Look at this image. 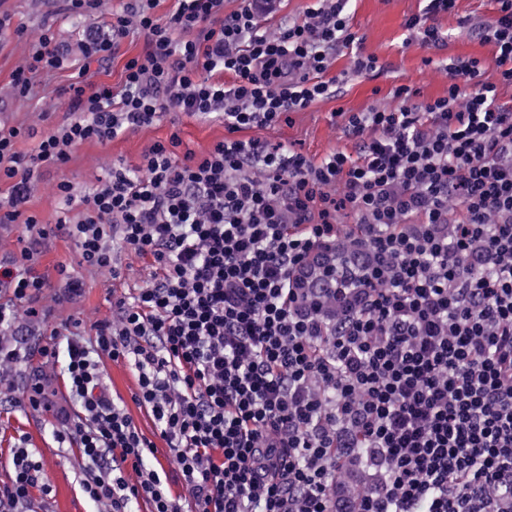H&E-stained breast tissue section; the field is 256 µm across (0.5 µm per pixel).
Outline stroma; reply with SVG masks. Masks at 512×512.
Here are the masks:
<instances>
[{
    "label": "stroma",
    "mask_w": 512,
    "mask_h": 512,
    "mask_svg": "<svg viewBox=\"0 0 512 512\" xmlns=\"http://www.w3.org/2000/svg\"><path fill=\"white\" fill-rule=\"evenodd\" d=\"M422 8V0H351V29L362 39L365 53L376 57V70L351 75L337 97L315 102L305 111L292 113L290 122L252 130V137L285 144L315 160L333 152L353 155L357 152V142L334 124L333 112L391 106L389 91L400 84L413 86L427 97L443 95L448 78L438 68V60L468 56L491 58V46L484 43L473 24L491 16L495 8L493 0H456L454 10L439 20L448 31V40L436 50L406 41L405 22ZM0 16L9 18L11 26L26 30L24 36L11 35L0 40V123H24L44 130L49 122L60 121L66 115L64 98L59 91L69 82L67 71L42 77L37 96L26 101L13 97L12 75L24 64L33 40L47 25L52 27L58 43L67 48L71 56H78L87 22L67 13L63 0H0ZM174 132L179 133L184 143L199 155L205 154L225 135L224 124L219 119L162 113L152 126L118 136L110 143L79 146L65 170L44 172L33 187L29 210L37 213L44 223H55L59 201L54 187L60 177H67L76 193H87L96 185L107 164L120 162L129 169H136L155 142L167 140ZM118 259L122 265L119 279L86 272L79 264L73 242L60 234L51 236L45 245L42 267L50 269L65 264L75 275L82 277L84 288L75 302L51 304L50 324L60 323L78 311L88 324L111 317L113 298L142 286L151 270L150 259L139 258L127 250H119ZM103 374L115 402L155 444L157 452L150 460L151 466L166 465L168 448L165 441L152 417L133 400L137 389L133 366L107 360L103 363ZM55 426L51 413L35 412L0 401V483L8 481L14 449L23 439L41 458L43 478L51 488L49 495L34 494V512H92L93 507L80 488L84 465L77 446L60 441L54 434Z\"/></svg>",
    "instance_id": "1"
}]
</instances>
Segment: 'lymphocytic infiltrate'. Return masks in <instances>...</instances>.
I'll list each match as a JSON object with an SVG mask.
<instances>
[{
  "label": "lymphocytic infiltrate",
  "mask_w": 512,
  "mask_h": 512,
  "mask_svg": "<svg viewBox=\"0 0 512 512\" xmlns=\"http://www.w3.org/2000/svg\"><path fill=\"white\" fill-rule=\"evenodd\" d=\"M279 2L240 0L228 13L224 0H174L162 18L161 0H130L102 23V0H66L89 22L83 64L52 29L33 45L13 92L29 99L38 77L70 69L67 117L38 137L0 127V224L22 227L0 254V399L54 411L96 512L140 501L151 512H337L339 476L356 465L378 484L347 512H512V104L498 96L512 87V0H495L481 25L497 82L485 81L484 59H456L442 96L398 85L392 106L341 113L357 153L318 161L250 132L336 97L348 73L377 60L351 31L349 0H319L271 31L264 19ZM454 6L425 0L406 28L442 46L436 20ZM133 33L145 47L120 89L96 82L91 63ZM343 50L352 67L334 71ZM170 111L221 118L226 135L199 156L172 134L139 171L113 163L80 198L60 178L54 225L27 210L45 169ZM58 232L87 271L120 278L122 247L151 259V272L89 332L73 314L31 350L18 323H44V301L84 287L66 266L41 267ZM350 245L361 264L307 287L318 255ZM102 357L134 364V399L186 497L148 466L156 446L104 386ZM58 368L79 418L50 398ZM37 491L50 492L42 466L19 443L0 512H25Z\"/></svg>",
  "instance_id": "f902f5d3"
}]
</instances>
